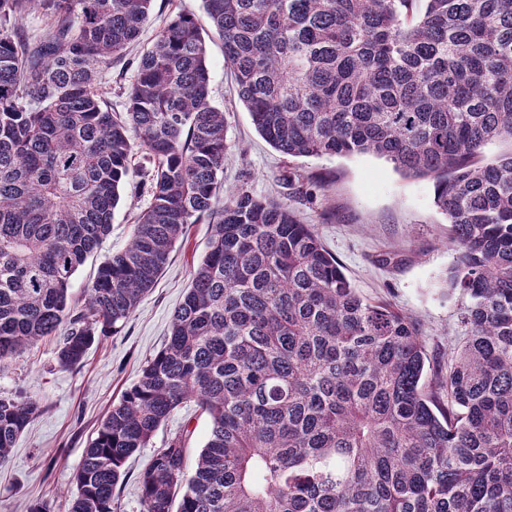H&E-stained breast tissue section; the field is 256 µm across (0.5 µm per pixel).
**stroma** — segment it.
<instances>
[{
  "mask_svg": "<svg viewBox=\"0 0 512 512\" xmlns=\"http://www.w3.org/2000/svg\"><path fill=\"white\" fill-rule=\"evenodd\" d=\"M202 16L201 0H154L139 40L121 63L105 69L101 89L113 111L126 109V93L137 63L157 30L177 13ZM213 105L226 118L228 158L224 187L243 186L259 197L273 196L313 225L338 259L357 292L382 301L418 320L429 351L447 354L464 335L461 302L447 295L442 278L456 253L447 243L448 225L437 210L434 184L406 178L371 154L351 157L285 158L255 131L239 101L224 63L219 38L207 42ZM316 175L320 186L299 196L287 177ZM149 200L147 185L133 176L114 211L109 234L72 278L71 303L83 305L98 265L129 239L138 213ZM207 220L189 225L170 255L156 285L146 293L122 330L93 344L82 365L60 368L54 344L43 341L0 369V397L31 395L40 410L17 438L10 459L0 464V512H26L34 502L64 512L75 492L74 475L96 429L124 391L134 384L146 361L168 338L173 314L183 301L193 270L208 251ZM190 425L187 462L195 464L207 440L209 423L196 403L183 404L155 432L147 448L126 464L118 486L119 512H141L136 477L152 456Z\"/></svg>",
  "mask_w": 512,
  "mask_h": 512,
  "instance_id": "35a3bbf8",
  "label": "stroma"
}]
</instances>
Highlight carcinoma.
<instances>
[{"instance_id": "obj_1", "label": "carcinoma", "mask_w": 512, "mask_h": 512, "mask_svg": "<svg viewBox=\"0 0 512 512\" xmlns=\"http://www.w3.org/2000/svg\"><path fill=\"white\" fill-rule=\"evenodd\" d=\"M43 3L39 35L0 26V367L58 338L78 368L118 333L188 225L209 251L165 347L100 423L67 512H117L126 463L183 404L209 418L186 473L180 430L139 473L141 512H512V0H203L139 59L127 108L103 68L153 0H0L8 22ZM224 44L238 99L287 158L373 154L427 178L446 216L465 335L448 366L414 318L362 298L311 224L224 189V111L206 38ZM150 200L100 265L135 152ZM39 412L0 397V463Z\"/></svg>"}]
</instances>
